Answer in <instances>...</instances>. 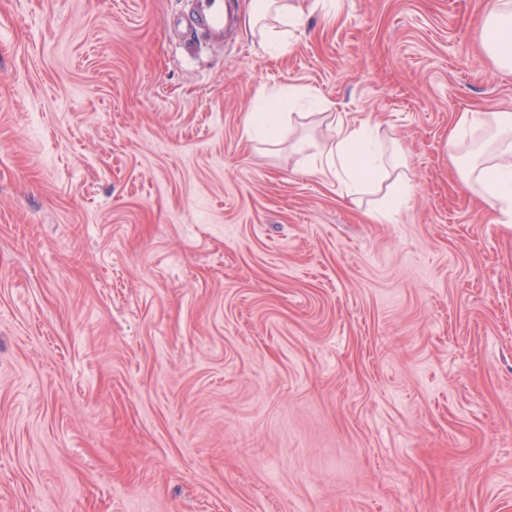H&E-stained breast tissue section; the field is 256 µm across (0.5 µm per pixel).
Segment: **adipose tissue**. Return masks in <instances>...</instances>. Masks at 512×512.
Masks as SVG:
<instances>
[{
    "instance_id": "1",
    "label": "adipose tissue",
    "mask_w": 512,
    "mask_h": 512,
    "mask_svg": "<svg viewBox=\"0 0 512 512\" xmlns=\"http://www.w3.org/2000/svg\"><path fill=\"white\" fill-rule=\"evenodd\" d=\"M304 11L293 0H256L246 17L248 32L277 54L287 53L295 30L303 23ZM485 49L502 71L512 72V0H496L484 22ZM295 94L267 99L258 111L247 113L245 130L270 140L282 138L279 115L296 107ZM484 130L489 150L474 153L460 172L462 181L478 187L485 203L512 221V113L462 112L450 130L448 145L458 149L474 131ZM319 173L343 185L347 196L372 188L390 170H397L396 153L380 145L369 126L338 119L336 141L326 151Z\"/></svg>"
}]
</instances>
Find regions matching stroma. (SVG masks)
<instances>
[{"instance_id":"obj_1","label":"stroma","mask_w":512,"mask_h":512,"mask_svg":"<svg viewBox=\"0 0 512 512\" xmlns=\"http://www.w3.org/2000/svg\"><path fill=\"white\" fill-rule=\"evenodd\" d=\"M301 4L274 56L188 0H0V512H512V223L448 152L512 112L489 6ZM340 115L400 146L393 218L309 171ZM194 5L192 32L202 33L209 40L224 43L234 16L235 0H191ZM294 93L272 96L258 112H248L245 118L246 133L262 134L269 140L282 138L284 130L280 125L279 114L294 108L298 104ZM413 190V185L406 173L399 174L388 187L381 207L379 216L388 218L399 213L408 201Z\"/></svg>"}]
</instances>
